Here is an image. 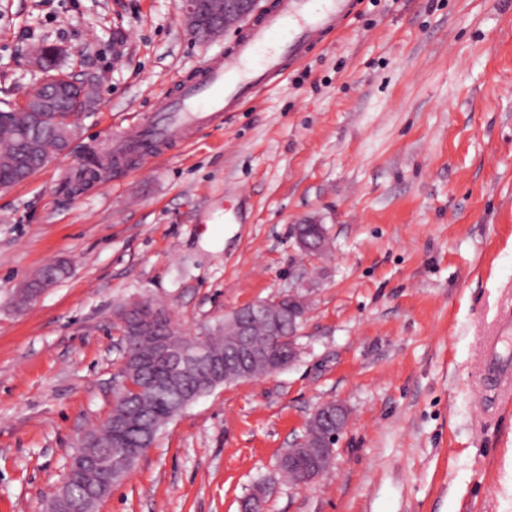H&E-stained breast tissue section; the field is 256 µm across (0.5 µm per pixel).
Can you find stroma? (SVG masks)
<instances>
[{
  "mask_svg": "<svg viewBox=\"0 0 512 512\" xmlns=\"http://www.w3.org/2000/svg\"><path fill=\"white\" fill-rule=\"evenodd\" d=\"M182 0H0V107L42 79L31 48L99 85L69 153L0 189V512H43L122 381L116 307L188 335L295 291L298 357L179 412L97 512H512V390L482 405L512 317V0H357L303 60L154 164L95 153L232 52ZM124 38L120 59L112 45ZM323 224L318 258L294 227ZM69 274L30 305L46 264ZM344 405L332 465L278 461L315 407ZM296 456L297 455L288 456L287 448L286 452L282 454L279 460L278 468L280 466L281 472L288 476V478L291 481H293L294 483L299 481L300 483H306L313 480L314 478L321 474L322 467L319 464L318 460H316L313 463H309L304 459L295 458ZM290 466L298 468L301 472V475L297 469L288 468Z\"/></svg>",
  "mask_w": 512,
  "mask_h": 512,
  "instance_id": "stroma-1",
  "label": "stroma"
}]
</instances>
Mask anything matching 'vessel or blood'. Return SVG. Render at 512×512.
Masks as SVG:
<instances>
[{"instance_id":"b4317fda","label":"vessel or blood","mask_w":512,"mask_h":512,"mask_svg":"<svg viewBox=\"0 0 512 512\" xmlns=\"http://www.w3.org/2000/svg\"><path fill=\"white\" fill-rule=\"evenodd\" d=\"M354 7L355 0H281L232 55L211 62L195 81L180 85L162 110L128 126L113 143L114 158L133 155L146 165L160 157L161 144L182 140L190 129L223 123L225 112L253 101L268 73L282 70L285 61L302 60ZM487 364L496 381L512 382L511 320L488 346Z\"/></svg>"}]
</instances>
